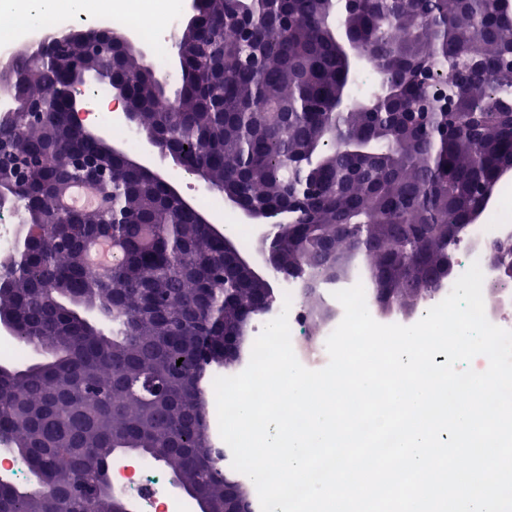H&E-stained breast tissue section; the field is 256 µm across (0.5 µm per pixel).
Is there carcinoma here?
Segmentation results:
<instances>
[{
	"label": "carcinoma",
	"instance_id": "obj_1",
	"mask_svg": "<svg viewBox=\"0 0 512 512\" xmlns=\"http://www.w3.org/2000/svg\"><path fill=\"white\" fill-rule=\"evenodd\" d=\"M223 0H203L198 21L219 50L209 53L180 28L169 45L181 86L166 95L155 72L129 52L120 70L134 79L139 128L175 147L194 174L257 209L299 194L279 224L281 266L305 267L309 280L332 263V280L360 279L383 311H412L435 297L459 226L484 214L488 189L512 160V130L494 111L484 77L457 85L469 57L497 72L512 31V0H242L246 28L220 22ZM63 54L85 59V33H68ZM383 74L378 94L349 99L355 73L350 44ZM420 71L457 87V102L424 121L434 86ZM62 63L46 45L14 53L6 87L59 106L30 124L0 122V140L33 169L20 187L25 223L3 273L0 311L11 312L26 346L42 361L0 375V435L34 475L0 483V512H114L123 493L106 464L122 448L160 462L178 483L215 509L259 512L249 485L211 453L205 416L213 367L224 358V325L252 321L269 305L262 284L224 258L165 187L124 160H112V202L125 223L96 208L64 211L66 157L89 150L68 125ZM112 238V266L87 275L93 239ZM512 268V239L493 242ZM313 324L330 311L315 291ZM96 310L101 320L86 313Z\"/></svg>",
	"mask_w": 512,
	"mask_h": 512
}]
</instances>
